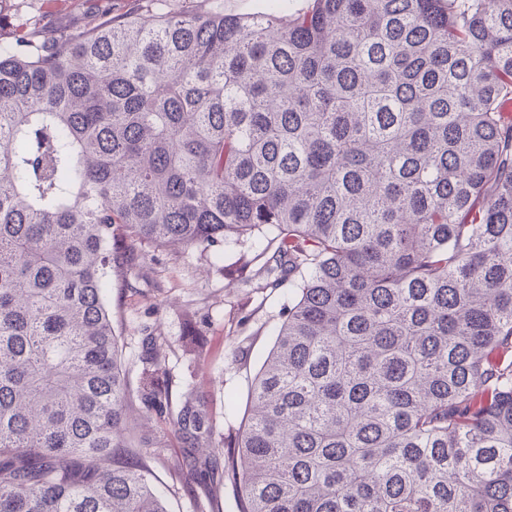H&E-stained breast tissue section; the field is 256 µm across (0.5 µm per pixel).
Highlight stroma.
Listing matches in <instances>:
<instances>
[{
  "label": "stroma",
  "instance_id": "35a3bbf8",
  "mask_svg": "<svg viewBox=\"0 0 512 512\" xmlns=\"http://www.w3.org/2000/svg\"><path fill=\"white\" fill-rule=\"evenodd\" d=\"M135 0H0V36L12 38L20 20L69 34L131 11ZM241 248L216 244L206 250L173 255L168 249L145 245L132 255H119L112 267L113 290L108 296L112 324L120 340L130 380L140 372L139 355L144 326H152L166 344V372L174 391L195 384L206 396L218 433L238 426L251 378L275 340V329L288 306L283 286L262 290L224 279L217 260L236 261ZM202 335L211 363L196 369L194 356L179 342L187 325ZM232 408H225V398ZM182 450L170 442L151 462L163 485L170 512H199L211 502L214 512H238L231 479L214 478L217 493L179 469Z\"/></svg>",
  "mask_w": 512,
  "mask_h": 512
}]
</instances>
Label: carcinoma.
<instances>
[{"instance_id": "cac0c4a2", "label": "carcinoma", "mask_w": 512, "mask_h": 512, "mask_svg": "<svg viewBox=\"0 0 512 512\" xmlns=\"http://www.w3.org/2000/svg\"><path fill=\"white\" fill-rule=\"evenodd\" d=\"M287 2L0 43V512H167L165 434L239 512H512V0ZM220 240L288 284L222 435L106 305Z\"/></svg>"}]
</instances>
